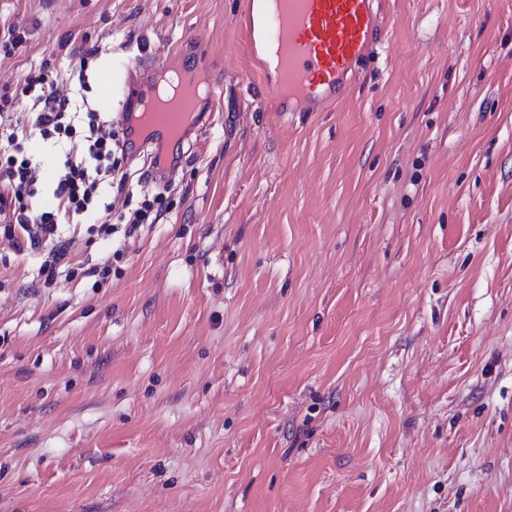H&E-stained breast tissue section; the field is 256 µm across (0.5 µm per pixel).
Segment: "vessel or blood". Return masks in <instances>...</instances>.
Listing matches in <instances>:
<instances>
[{"instance_id":"b4317fda","label":"vessel or blood","mask_w":512,"mask_h":512,"mask_svg":"<svg viewBox=\"0 0 512 512\" xmlns=\"http://www.w3.org/2000/svg\"><path fill=\"white\" fill-rule=\"evenodd\" d=\"M242 28L250 45L261 46L275 58L276 79L270 85L275 105L284 112H320L336 102L354 79L357 66L373 52L380 24L377 0H270L264 11L257 0H248ZM168 70L161 53L131 58L124 79L112 91L145 106L155 89L147 74ZM196 103L191 88H184L179 110L155 114V138L168 139L180 132ZM118 127L127 152L142 156L147 168L160 173L155 155L146 152L140 128L129 114H122Z\"/></svg>"}]
</instances>
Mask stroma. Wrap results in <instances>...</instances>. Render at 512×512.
I'll list each match as a JSON object with an SVG mask.
<instances>
[{
  "mask_svg": "<svg viewBox=\"0 0 512 512\" xmlns=\"http://www.w3.org/2000/svg\"><path fill=\"white\" fill-rule=\"evenodd\" d=\"M244 7L0 0V94L45 64L117 121L122 46L216 92L60 225L74 277L0 234V512H512V0H378L334 112L275 111ZM160 196L154 197L153 201L144 200L140 207L131 209L128 213L121 215L124 227V237L130 238L137 234L138 230L144 224H157L163 218L165 212L161 207L155 209V204L158 203Z\"/></svg>",
  "mask_w": 512,
  "mask_h": 512,
  "instance_id": "obj_1",
  "label": "stroma"
}]
</instances>
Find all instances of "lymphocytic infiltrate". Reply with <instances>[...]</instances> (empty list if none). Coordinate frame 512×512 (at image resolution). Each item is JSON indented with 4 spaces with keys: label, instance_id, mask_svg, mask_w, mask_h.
<instances>
[{
    "label": "lymphocytic infiltrate",
    "instance_id": "obj_1",
    "mask_svg": "<svg viewBox=\"0 0 512 512\" xmlns=\"http://www.w3.org/2000/svg\"><path fill=\"white\" fill-rule=\"evenodd\" d=\"M32 101L29 112L0 120V231L33 249H45L42 274L54 277L64 264L68 244L57 234L59 224L90 212L100 202L101 185L124 192L129 178L126 158L115 132L105 130L94 109L75 110L69 97L60 95L46 70L28 74L21 89ZM66 146L59 174L42 183L39 168L20 157L23 141L32 132ZM45 196L46 205L30 208L28 199Z\"/></svg>",
    "mask_w": 512,
    "mask_h": 512
}]
</instances>
